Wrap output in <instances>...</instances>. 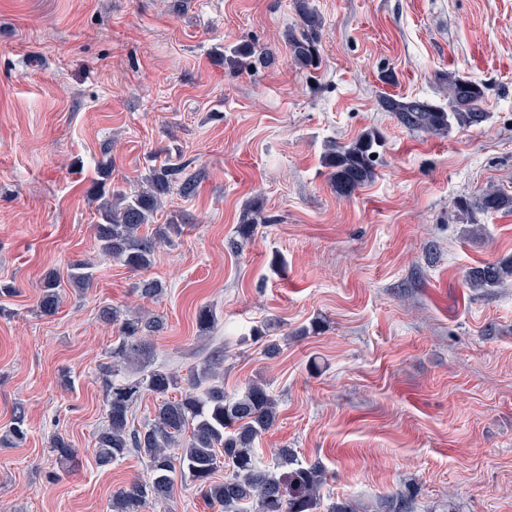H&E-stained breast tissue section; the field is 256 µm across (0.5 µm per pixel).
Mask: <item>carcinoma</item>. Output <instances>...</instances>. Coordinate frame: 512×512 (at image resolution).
Listing matches in <instances>:
<instances>
[{
    "label": "carcinoma",
    "mask_w": 512,
    "mask_h": 512,
    "mask_svg": "<svg viewBox=\"0 0 512 512\" xmlns=\"http://www.w3.org/2000/svg\"><path fill=\"white\" fill-rule=\"evenodd\" d=\"M299 21L288 28L285 44L289 57L308 77L321 66L322 17L307 0H297ZM275 61L270 51L258 52L248 43H240L224 55V64L237 72H255ZM448 103L419 97L385 95L379 105L391 113L406 129L428 135H444L453 128H471L488 119L483 108L488 85L448 72L441 77ZM382 136L370 130L349 143L329 142L323 155L329 169L331 187L337 195L349 197L376 176ZM185 167L167 163L150 170L145 185L127 191L110 188V163L101 162L99 180L91 193L99 201V222L93 225L95 238L103 254L128 269L141 272L153 261L156 248L171 233H180V224L170 219L160 224L151 235L141 233L143 226L155 222L164 199L178 190L184 196L195 193L196 181L184 175ZM454 208L468 216L477 213L512 212V194L488 188L454 200ZM274 219L261 215V210L246 208L237 238L230 247L252 237L256 225L270 224ZM70 279L80 291L90 288L94 271L82 260L74 263ZM468 279L473 288H493L512 280V257L473 268ZM36 310L42 316H53L59 306V281L43 278ZM142 299L155 300L163 293L162 284L144 278L136 285ZM103 322L115 325L119 336L110 352V361L99 366L98 374L104 393L106 424L96 435L94 448L99 465L106 466L130 454L140 457L146 472L112 494V512H142L148 500H171L175 475L188 479L209 505L219 512H318L319 490L324 471L317 464H303L290 448L276 453L277 467H261L254 444L269 431L277 419V402L267 385L249 382L244 390L230 396L224 392V350H214L201 367L182 375L162 367L151 366L154 356L153 337L166 328L165 320L150 312L129 315L115 307L103 306L99 311ZM199 332L207 334L217 325L216 312L202 306L196 314ZM135 365L138 376H120L121 369ZM174 397H169L172 392ZM151 392L160 399L154 416L140 426L132 423L133 411L143 395ZM28 428L22 408L14 409L8 427L0 433V446H12L27 439ZM48 448L58 463H76V452L59 434L48 438ZM177 452L172 454L170 449ZM228 469L224 480H215L219 467ZM385 512H414L413 499L403 494L389 497Z\"/></svg>",
    "instance_id": "cac0c4a2"
}]
</instances>
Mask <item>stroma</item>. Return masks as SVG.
I'll use <instances>...</instances> for the list:
<instances>
[{"instance_id":"stroma-1","label":"stroma","mask_w":512,"mask_h":512,"mask_svg":"<svg viewBox=\"0 0 512 512\" xmlns=\"http://www.w3.org/2000/svg\"><path fill=\"white\" fill-rule=\"evenodd\" d=\"M311 2L313 78L282 41L294 0H0V282L15 288L0 299V428L18 404L28 427L0 447V512H110L144 473L135 455L105 467L94 455L98 366L117 337L99 318L107 304L165 318L155 366L185 374L220 348L227 394L264 381L278 417L256 455L270 466L290 448L321 465L322 505L403 492L415 512H512V282H467L512 256V213L453 206L489 186L512 193V0ZM242 41L274 64L227 68L222 49ZM448 71L488 84L485 123L433 136L381 110L384 93L445 101ZM373 127L375 179L337 196L328 142ZM107 145L113 188L170 159L198 179L194 196L165 199L158 223L183 231L143 274L94 238L88 190ZM253 203L271 221L231 251ZM77 260L95 266L82 295ZM50 271L62 299L42 317ZM144 276L162 282L159 299L138 298ZM203 305L218 317L207 338ZM55 433L76 467L47 454Z\"/></svg>"}]
</instances>
